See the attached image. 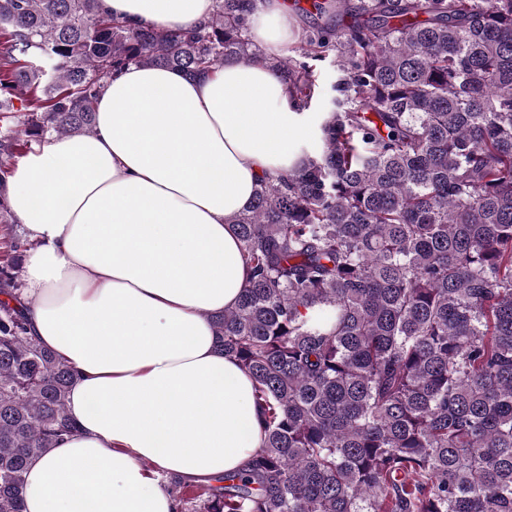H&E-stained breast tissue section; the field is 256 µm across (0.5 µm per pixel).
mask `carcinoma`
<instances>
[{"mask_svg": "<svg viewBox=\"0 0 512 512\" xmlns=\"http://www.w3.org/2000/svg\"><path fill=\"white\" fill-rule=\"evenodd\" d=\"M261 2L215 0L168 32L100 0H0V117L18 92L26 112L0 168L93 133L131 64L264 65L303 111L333 62L316 145L230 220L248 278L211 317L254 380L261 447L238 472L169 480L172 512H512V0H323L351 22L276 59L249 38ZM30 247L13 239L0 268V512H24L29 462L77 432L76 373L29 334Z\"/></svg>", "mask_w": 512, "mask_h": 512, "instance_id": "obj_1", "label": "carcinoma"}]
</instances>
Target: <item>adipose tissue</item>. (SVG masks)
<instances>
[{"instance_id":"1","label":"adipose tissue","mask_w":512,"mask_h":512,"mask_svg":"<svg viewBox=\"0 0 512 512\" xmlns=\"http://www.w3.org/2000/svg\"><path fill=\"white\" fill-rule=\"evenodd\" d=\"M102 4L164 29L215 9ZM290 33L282 0H262L252 39L273 55ZM303 134L270 68L190 78L132 64L109 79L92 135L49 137L15 170L9 205L36 244L28 318L78 374L68 407L80 426L30 462L25 512H171L164 478L232 472L256 454L254 382L217 350L210 317L236 306L248 277L232 217L260 177L298 163Z\"/></svg>"}]
</instances>
